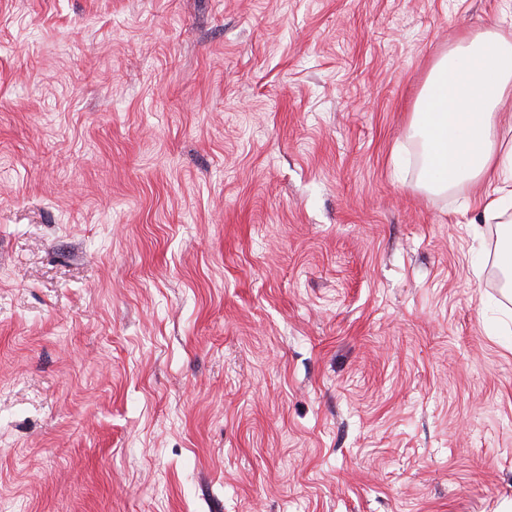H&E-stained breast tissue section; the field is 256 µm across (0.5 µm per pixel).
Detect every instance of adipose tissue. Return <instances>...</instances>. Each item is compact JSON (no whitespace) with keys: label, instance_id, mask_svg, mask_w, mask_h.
<instances>
[{"label":"adipose tissue","instance_id":"ef3b65f1","mask_svg":"<svg viewBox=\"0 0 512 512\" xmlns=\"http://www.w3.org/2000/svg\"><path fill=\"white\" fill-rule=\"evenodd\" d=\"M509 100L512 41L499 32L462 38L433 65L410 120L424 142L428 191L512 175V147L499 141L496 120Z\"/></svg>","mask_w":512,"mask_h":512}]
</instances>
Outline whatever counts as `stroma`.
Masks as SVG:
<instances>
[{
	"label": "stroma",
	"mask_w": 512,
	"mask_h": 512,
	"mask_svg": "<svg viewBox=\"0 0 512 512\" xmlns=\"http://www.w3.org/2000/svg\"><path fill=\"white\" fill-rule=\"evenodd\" d=\"M512 0H0V512H506L512 286L412 112Z\"/></svg>",
	"instance_id": "1"
}]
</instances>
